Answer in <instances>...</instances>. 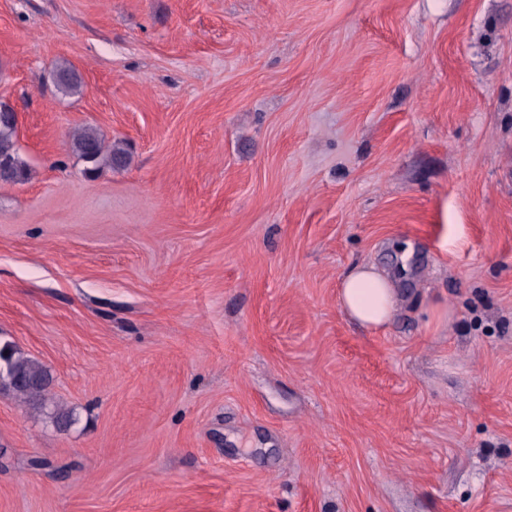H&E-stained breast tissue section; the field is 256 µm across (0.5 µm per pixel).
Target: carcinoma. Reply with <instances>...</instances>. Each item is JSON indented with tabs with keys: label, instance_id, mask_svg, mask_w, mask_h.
<instances>
[{
	"label": "carcinoma",
	"instance_id": "1",
	"mask_svg": "<svg viewBox=\"0 0 512 512\" xmlns=\"http://www.w3.org/2000/svg\"><path fill=\"white\" fill-rule=\"evenodd\" d=\"M55 80L64 90L76 92L80 88L77 74L68 67L60 66L54 71ZM16 125L0 120V158L5 156L14 163L10 178L23 181L27 168L19 159L15 140ZM74 152L86 163L84 173L91 175L101 166L122 168L129 164L131 153L127 143L117 141L105 144L103 136L94 127L82 128L73 140ZM50 372L39 362L26 356L15 345L5 342L0 346V389L23 398L34 408L45 403L46 392L51 385Z\"/></svg>",
	"mask_w": 512,
	"mask_h": 512
}]
</instances>
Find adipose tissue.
Instances as JSON below:
<instances>
[{"mask_svg": "<svg viewBox=\"0 0 512 512\" xmlns=\"http://www.w3.org/2000/svg\"><path fill=\"white\" fill-rule=\"evenodd\" d=\"M338 299L349 318L374 330L390 322L400 295L394 279L387 274L372 267H356L344 276Z\"/></svg>", "mask_w": 512, "mask_h": 512, "instance_id": "adipose-tissue-1", "label": "adipose tissue"}]
</instances>
